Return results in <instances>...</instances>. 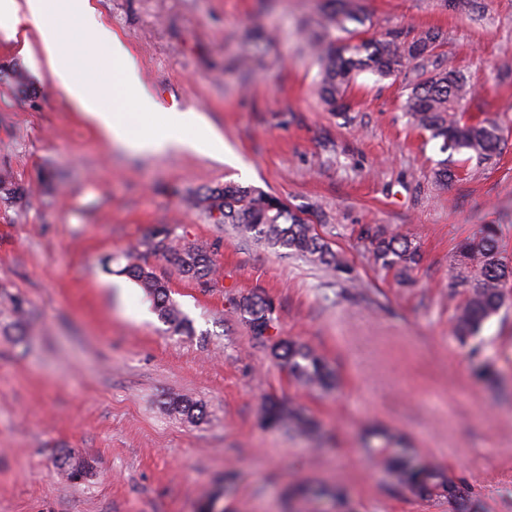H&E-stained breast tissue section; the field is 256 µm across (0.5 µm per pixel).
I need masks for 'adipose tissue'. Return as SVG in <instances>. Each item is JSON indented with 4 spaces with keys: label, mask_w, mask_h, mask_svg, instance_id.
I'll return each mask as SVG.
<instances>
[{
    "label": "adipose tissue",
    "mask_w": 512,
    "mask_h": 512,
    "mask_svg": "<svg viewBox=\"0 0 512 512\" xmlns=\"http://www.w3.org/2000/svg\"><path fill=\"white\" fill-rule=\"evenodd\" d=\"M64 3V13L73 27L90 35L93 41L108 50L120 73L116 84H105L95 72L85 67L79 54L63 49L58 29L45 20L47 0H0V26L14 27L23 20L36 25L41 51L54 80L79 112L110 142L133 153L176 149L220 156L217 134L200 138L194 133L195 128L203 124L202 116L195 112L164 109L146 92L130 49L100 21L91 0H64ZM108 96L117 101V108H102L101 101ZM123 103L139 109L146 133L129 134L119 110Z\"/></svg>",
    "instance_id": "1"
}]
</instances>
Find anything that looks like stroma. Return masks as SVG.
<instances>
[{"label": "stroma", "instance_id": "1", "mask_svg": "<svg viewBox=\"0 0 512 512\" xmlns=\"http://www.w3.org/2000/svg\"><path fill=\"white\" fill-rule=\"evenodd\" d=\"M134 55L161 105L203 113L224 157L132 153L108 144L46 70L32 23L0 32V512H455L454 503L398 486L363 446L371 428L404 439L465 488L472 512H512V287L476 341L461 346L464 298L451 267L459 245L497 227L512 262V0H359L356 36L439 33L438 52L470 82L467 120L497 124L489 162L443 157L403 105L419 72L360 73L344 115L319 95L308 43L349 35L328 24L327 0H91ZM65 49L113 83L105 49L48 14ZM447 159L452 180L435 176ZM235 181L304 210L345 272L242 239L188 206L198 189ZM413 241L406 281L376 264L364 227ZM170 228L210 250L209 285L158 256L193 330L163 323L120 268L121 254ZM263 292L273 340L251 336L228 304ZM294 339L335 369L337 390L298 384L273 354ZM495 373L496 382L482 378ZM316 422L303 434L263 424L269 399ZM190 399L202 420L175 413ZM64 450L94 474H60ZM336 488L341 499L315 496Z\"/></svg>", "mask_w": 512, "mask_h": 512}]
</instances>
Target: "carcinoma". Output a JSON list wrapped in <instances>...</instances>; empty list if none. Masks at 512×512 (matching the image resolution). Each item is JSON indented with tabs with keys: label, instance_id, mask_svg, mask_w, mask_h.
<instances>
[{
	"label": "carcinoma",
	"instance_id": "obj_1",
	"mask_svg": "<svg viewBox=\"0 0 512 512\" xmlns=\"http://www.w3.org/2000/svg\"><path fill=\"white\" fill-rule=\"evenodd\" d=\"M329 22L345 33L350 25L364 22L356 0H336ZM437 35L425 32L406 41L397 34L385 38L361 40L339 48L316 42L322 61L320 94L324 103L335 111L343 108L345 94L361 72L380 77L411 67L428 73V77L411 85L404 109L411 125L430 133L441 141L443 153H466L480 161L491 159L498 151L501 137L493 123L463 122L458 116L471 94V86L457 71L433 55ZM192 207L206 213L219 224H231L244 238H256L273 248L297 253L327 270L346 267L344 256L332 250L301 212L281 198L254 186L228 182L207 188L190 200ZM375 261L384 269L404 279L417 264L419 253L413 242L399 234H388L379 227L364 229ZM145 252L161 256L181 274L207 285L215 279L216 266L209 250L194 244L177 245L168 228L158 230L141 242ZM455 279L467 288L453 320L457 339L467 344L478 338L484 324L498 314L504 301L503 288L512 280V265L502 256L497 232L487 225L479 235L466 241L457 252ZM120 272L135 281L151 298L159 318L180 332H190V320L170 298L168 286L145 264L136 261L135 252L126 254V265ZM230 303L260 336L274 323V301L262 294L251 293L229 298ZM274 355L300 383L315 390H329L336 378L324 358L310 347L292 340H280ZM172 409L190 419L204 415L203 406L184 400L171 403ZM266 421L306 432L311 422L298 410L279 401L266 408ZM56 464L69 480L78 482L91 475V462L70 451H63ZM392 472L397 482L415 494L448 496L457 512H468L467 499L461 488L442 470L424 460H415L401 452L392 458Z\"/></svg>",
	"mask_w": 512,
	"mask_h": 512
}]
</instances>
